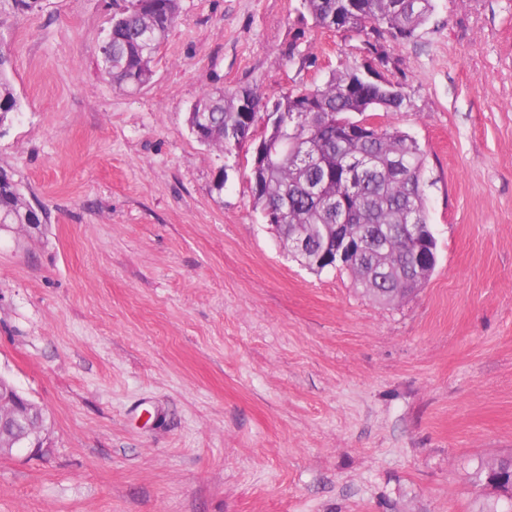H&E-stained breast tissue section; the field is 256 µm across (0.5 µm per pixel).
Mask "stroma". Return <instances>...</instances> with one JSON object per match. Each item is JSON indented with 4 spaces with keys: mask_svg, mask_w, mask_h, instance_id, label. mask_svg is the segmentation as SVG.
Masks as SVG:
<instances>
[{
    "mask_svg": "<svg viewBox=\"0 0 512 512\" xmlns=\"http://www.w3.org/2000/svg\"><path fill=\"white\" fill-rule=\"evenodd\" d=\"M116 9L0 15L21 103L0 168L49 214L0 228V377L46 418L0 456V512H484L512 456V0H434L381 42L438 249L388 305L295 261L249 153L189 125L207 91L323 84L365 35L302 0H180L128 93L97 53Z\"/></svg>",
    "mask_w": 512,
    "mask_h": 512,
    "instance_id": "stroma-1",
    "label": "stroma"
}]
</instances>
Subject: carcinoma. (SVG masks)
I'll list each match as a JSON object with an SVG mask.
<instances>
[{"instance_id": "1", "label": "carcinoma", "mask_w": 512, "mask_h": 512, "mask_svg": "<svg viewBox=\"0 0 512 512\" xmlns=\"http://www.w3.org/2000/svg\"><path fill=\"white\" fill-rule=\"evenodd\" d=\"M112 17V45L108 61L102 63L112 84L135 92L149 84L133 85L128 78L152 73V62L178 12V0H124ZM410 10L392 8L394 0H304L315 26L365 34L373 50L379 40H411L432 12V0H411ZM12 59L0 45V126L20 112V102L9 78ZM361 67L334 72L321 86L288 91L269 101L251 92L254 117L274 105L279 112L269 128L271 143L297 142L306 152L304 167H297L281 154L268 163L256 181H250L254 206L284 213L287 224L313 228L314 245L324 248L325 234L318 224H366L372 240L387 242L381 253L368 243L359 260L346 268L361 292L381 304L414 294L413 267L416 246L402 238L400 225L426 224L428 214L423 188L425 154L406 133L382 125L376 137L354 140L342 137L337 122L327 121L324 112L340 119L350 114L353 98L373 95L381 100L392 88L364 84ZM238 91L205 92L194 104L197 112L211 115L207 145L230 153L239 149L236 138L253 135L245 113L237 108ZM24 201L19 183L0 169V221L24 223ZM486 476L512 478V458L496 460L486 467Z\"/></svg>"}]
</instances>
